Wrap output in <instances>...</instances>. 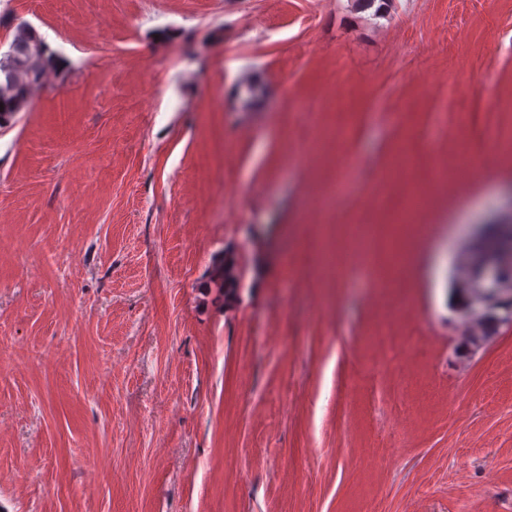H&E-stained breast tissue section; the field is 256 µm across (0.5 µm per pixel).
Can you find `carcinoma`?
I'll use <instances>...</instances> for the list:
<instances>
[{
	"instance_id": "carcinoma-1",
	"label": "carcinoma",
	"mask_w": 512,
	"mask_h": 512,
	"mask_svg": "<svg viewBox=\"0 0 512 512\" xmlns=\"http://www.w3.org/2000/svg\"><path fill=\"white\" fill-rule=\"evenodd\" d=\"M51 74L65 80L41 34L26 22L17 24L7 51L0 53V129L14 125L19 113L29 110L35 92ZM455 278L469 284L454 292V309L465 324L461 352L467 356L494 336L501 323L490 313L471 311L473 285L480 278L474 248L466 246L460 251ZM239 281L236 254L226 251L214 262L208 287L216 289L224 305L230 307L237 301Z\"/></svg>"
}]
</instances>
